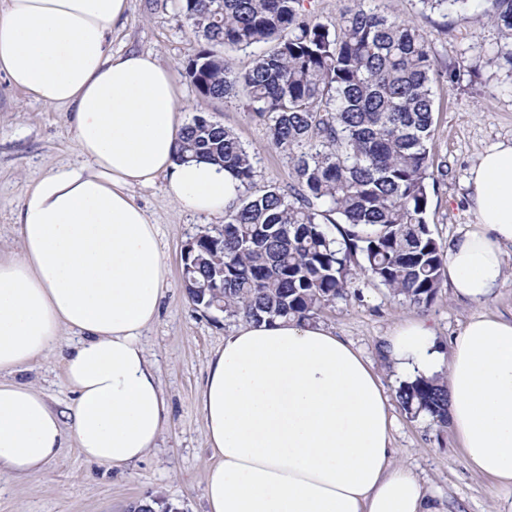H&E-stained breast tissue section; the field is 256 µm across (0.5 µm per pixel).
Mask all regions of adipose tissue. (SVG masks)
Returning <instances> with one entry per match:
<instances>
[{
  "label": "adipose tissue",
  "instance_id": "1",
  "mask_svg": "<svg viewBox=\"0 0 512 512\" xmlns=\"http://www.w3.org/2000/svg\"><path fill=\"white\" fill-rule=\"evenodd\" d=\"M130 0H5L0 73L31 99L68 108L81 162L35 180L18 213L19 254L0 255V471H41L72 437L89 461L120 467L154 448L165 398L142 345L168 269L134 190L161 184L182 207L220 215L239 178L177 162L182 130L170 68L116 52ZM474 227L449 242L457 298L488 302L512 247V141L486 150L468 179ZM73 397L55 410L14 375L52 351L61 328ZM408 378L445 374L448 423L470 467L512 500V318L471 317L441 351L423 319L385 336ZM214 458L209 512H442L396 462L382 382L350 344L314 321H243L208 365L198 401ZM71 429H64V419Z\"/></svg>",
  "mask_w": 512,
  "mask_h": 512
}]
</instances>
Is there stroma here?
I'll use <instances>...</instances> for the list:
<instances>
[{"label": "stroma", "instance_id": "stroma-1", "mask_svg": "<svg viewBox=\"0 0 512 512\" xmlns=\"http://www.w3.org/2000/svg\"><path fill=\"white\" fill-rule=\"evenodd\" d=\"M172 3L130 0L124 27L112 35L113 50L156 53L173 70L188 104L182 121L197 115L218 120L255 154L257 186L272 182L288 187L292 170L287 154L271 145L265 123L247 112L244 100L199 101L185 72L197 41ZM378 6L385 14L424 29L434 42L440 68L460 61L468 66L459 80L441 81L435 89L429 147L436 162L447 165L448 174L429 189L427 222L434 237L446 244L473 227L467 189L471 166L489 147L512 140V73L492 60L501 35L481 18L486 0H472L469 10L445 15L422 14L418 0H379ZM72 137L64 109L30 99L0 75V253L20 249L17 216L27 185L58 166L77 163ZM135 195L158 226L169 269L162 312L143 337L168 404L157 446L139 461L108 468L85 460L74 440L66 439L41 472L23 478L0 473V512H127L133 502L158 497L178 512H208L204 487L213 459L196 403L208 362L236 322L189 300L181 256L199 228L221 227L224 219L182 208L158 184L136 188ZM484 310L512 317V247L504 254V283L486 305L459 300L446 284L431 304L413 306L359 278L348 299L317 317L378 372L391 405V436L399 462L452 512H501L502 493L494 480L468 467L450 429L402 408L397 397L401 379L386 362L382 344L394 324L423 317L435 325L437 341L445 346L470 317ZM71 339V331L61 329L48 358L16 376L60 410L72 397L62 362Z\"/></svg>", "mask_w": 512, "mask_h": 512}]
</instances>
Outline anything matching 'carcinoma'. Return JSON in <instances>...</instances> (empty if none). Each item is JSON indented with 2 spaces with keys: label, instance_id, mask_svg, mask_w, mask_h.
I'll list each match as a JSON object with an SVG mask.
<instances>
[{
  "label": "carcinoma",
  "instance_id": "obj_1",
  "mask_svg": "<svg viewBox=\"0 0 512 512\" xmlns=\"http://www.w3.org/2000/svg\"><path fill=\"white\" fill-rule=\"evenodd\" d=\"M304 0H178L200 42L185 66L204 101L243 95L272 144L288 152L295 182L249 194L255 156L235 133L196 116L176 158L231 170L246 193L224 211V227L194 236L197 271L187 287L207 311L259 322L310 320L350 294L361 275L411 305L441 288L446 255L427 222L429 183L444 175L428 148L434 87L442 71L428 34L347 0L335 20L311 18ZM470 0H419L448 12ZM487 19L512 72V0H492ZM262 44L251 68L231 69L216 47ZM410 414L448 425V390L418 378L397 392Z\"/></svg>",
  "mask_w": 512,
  "mask_h": 512
}]
</instances>
